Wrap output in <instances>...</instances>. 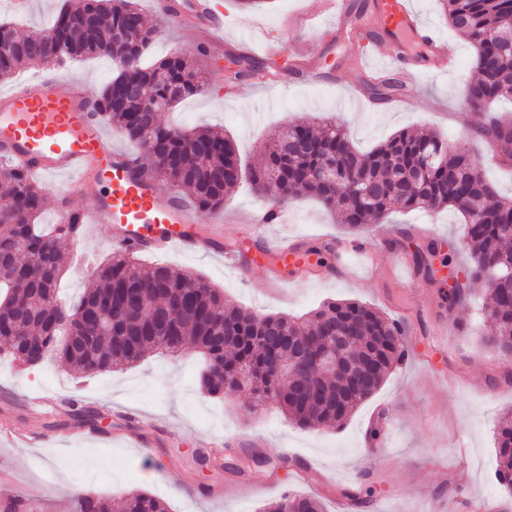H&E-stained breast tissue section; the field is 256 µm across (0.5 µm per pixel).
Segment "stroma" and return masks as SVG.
Returning a JSON list of instances; mask_svg holds the SVG:
<instances>
[{
  "label": "stroma",
  "mask_w": 512,
  "mask_h": 512,
  "mask_svg": "<svg viewBox=\"0 0 512 512\" xmlns=\"http://www.w3.org/2000/svg\"><path fill=\"white\" fill-rule=\"evenodd\" d=\"M147 27L155 31L152 58L178 52L188 57L209 87L205 94L163 112V123L186 130L210 127L230 139L242 168L259 165L267 140L300 120L336 118L354 144L369 150L395 133L410 129L436 131L454 148L484 159V174L505 196L512 195V168L486 162L489 146L476 132L464 103L466 86L475 77L471 47L449 27L439 0H414L421 18L438 30L441 47L456 59L443 76H427L411 68L393 70L400 82H416L417 101L396 109L373 108L366 95L352 88L363 77L368 45L338 38L335 30L292 27L306 9L305 0H274L271 7L245 10L237 0H223L224 51L263 50L269 37L286 46L304 44L321 77L280 73V82L261 87L244 80L223 83L217 55L202 50L192 29L164 24L150 0H136ZM117 68L106 57L71 63L60 71L62 85L78 81L88 92L109 83ZM265 201L247 182L224 199L218 210L219 230L230 244L252 246L253 216ZM461 219L445 210L435 216L397 209L387 223L362 232V239L382 235L376 269L326 281L302 279L292 267L277 266L286 288L273 292L264 279L239 285L223 260L174 250L163 259L147 257L207 279L228 302L264 314L301 316L332 300L365 303L389 317L407 319L416 328L411 354L391 370L376 393L360 404L342 427L304 429L275 409H253L251 394L239 389L217 395L200 386V358L148 354L137 363L93 377L79 378L61 360L48 357L20 369L0 358V424L49 435L43 448H22L0 440V490L17 498L24 512H70L75 493L94 492L120 506L125 494L143 490L164 498L169 512H258L284 493L312 495L325 512H339L350 496H369L363 512H461L463 498L488 500L496 512H512V494L495 480L496 424L512 410V383L507 366L487 342L489 325L481 308L489 301L485 283L472 285L469 310L461 324L448 312V282L414 276L404 281L400 259L410 258L404 233L414 241L437 242L450 249L453 272L469 263L461 235ZM302 235L303 246L318 245L346 232L320 203L304 200L288 207L286 224L266 226ZM109 228H88L81 242L64 254L61 295L76 298L90 287L97 265L113 255ZM454 324L445 343L434 330ZM41 396L40 409L24 403L25 394ZM79 402L96 415L97 425L61 411L58 401ZM393 424L389 446L370 455L365 436L377 416ZM143 416L153 424L144 432L149 450L127 437L130 419ZM209 453L211 465L201 470L197 452ZM264 458L254 469V458Z\"/></svg>",
  "instance_id": "35a3bbf8"
}]
</instances>
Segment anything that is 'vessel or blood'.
<instances>
[{"label": "vessel or blood", "mask_w": 512, "mask_h": 512, "mask_svg": "<svg viewBox=\"0 0 512 512\" xmlns=\"http://www.w3.org/2000/svg\"><path fill=\"white\" fill-rule=\"evenodd\" d=\"M222 0H157L155 7L170 23L217 29L224 25ZM304 19H331L338 33L355 42H368L384 68L402 59V40L414 35L428 51L429 74L447 73L455 65L438 46L433 28L425 24L410 0H368L354 15L349 0H311ZM0 153L33 175L66 178V196L92 194L81 212L83 224H107L115 250L136 249L151 255L173 249L204 252L224 261L243 283H251V266L223 236L202 234L201 217L176 193L162 189L140 171L134 153L112 145L82 83L61 88L52 72H41L0 93ZM263 252L281 254L289 266L309 279H325L297 251L288 237L262 238ZM337 272L353 270L356 262L371 266L373 253L361 244L339 240L333 245Z\"/></svg>", "instance_id": "1"}]
</instances>
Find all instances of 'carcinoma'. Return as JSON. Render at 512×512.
<instances>
[{
	"instance_id": "obj_1",
	"label": "carcinoma",
	"mask_w": 512,
	"mask_h": 512,
	"mask_svg": "<svg viewBox=\"0 0 512 512\" xmlns=\"http://www.w3.org/2000/svg\"><path fill=\"white\" fill-rule=\"evenodd\" d=\"M448 25L475 52L476 78L467 87L478 115L512 94V31L503 22L512 16V0H440ZM93 21L82 20L74 0H68L51 28L18 35L1 23L0 35L11 36L16 49L0 59V80L35 63L60 65L67 48L78 60L108 57L119 65L117 75L93 97L97 112L128 140L144 147L143 169L162 185L187 192L195 210L205 215L224 204V196L241 177L225 172L236 157L232 142L203 129L195 133L173 128L159 116L143 117L144 100H161L165 108L203 91L204 82L187 59L173 55L146 64L143 57L154 39L133 0H84ZM227 80H242L257 69L278 73L276 61L228 59ZM288 134L306 143L298 158H286L278 141L265 147V164L250 172L260 195L274 187L279 200L314 197L336 209L346 227L360 232L383 224L392 209L437 212L453 209L461 218L464 238L473 245L472 263L448 287V310L464 319L471 295L469 285L483 280L491 301L483 318L491 325L489 344L512 362V236L501 226L512 224V197L500 196L478 168L477 157L448 147L440 135L400 131L383 144L362 152L345 128L332 119L313 127L305 121L288 126ZM497 141L512 163V123L494 122L480 131ZM436 155L424 176L418 168L425 154ZM336 155L337 176L318 175L322 156ZM0 188L10 198L0 209V344L11 348L9 358L34 365L38 356L54 355L86 375L130 365L158 351L178 357L191 351L203 356L200 384L216 395L250 385L254 406L274 403L302 428L342 424L382 385L391 369L403 362L406 343L398 321L358 301L326 303L301 317L259 315L224 301V293L207 281L169 266H148L124 252L99 266L95 282L80 298L59 301L63 247L80 229V212L51 229L37 223L45 206V191L25 169L0 156ZM414 267L431 280L435 275L434 244L421 245L408 233ZM101 310L109 322L98 333L75 319L72 340H56L55 324L74 312ZM353 326L355 346L344 364H353L349 378L311 371L308 390L295 394V382L275 375L277 359L286 365L298 354V341L311 347L327 325ZM498 478L512 488V413L497 431ZM123 512H168L162 499L143 491L124 497ZM75 512H112L108 497L81 494ZM260 512H321L311 495L286 493Z\"/></svg>"
}]
</instances>
